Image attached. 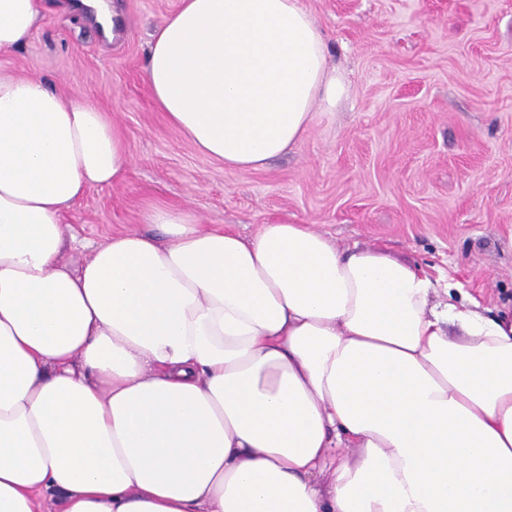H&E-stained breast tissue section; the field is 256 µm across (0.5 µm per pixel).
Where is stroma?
Returning a JSON list of instances; mask_svg holds the SVG:
<instances>
[{"mask_svg":"<svg viewBox=\"0 0 512 512\" xmlns=\"http://www.w3.org/2000/svg\"><path fill=\"white\" fill-rule=\"evenodd\" d=\"M112 2L119 38L46 0L29 43L0 54L1 74L106 112L134 158L65 211L82 243L70 261L113 234L154 233L142 214L159 204L244 236L309 224L342 249L387 248L487 309L512 298V0H302L348 95L298 148L245 173L199 152L145 83L149 34L180 0Z\"/></svg>","mask_w":512,"mask_h":512,"instance_id":"1","label":"stroma"}]
</instances>
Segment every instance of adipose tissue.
<instances>
[{
  "instance_id": "obj_1",
  "label": "adipose tissue",
  "mask_w": 512,
  "mask_h": 512,
  "mask_svg": "<svg viewBox=\"0 0 512 512\" xmlns=\"http://www.w3.org/2000/svg\"><path fill=\"white\" fill-rule=\"evenodd\" d=\"M43 11L0 0V53ZM144 78L236 171L345 93L301 0H181ZM130 164L101 109L0 75V512H512V305L163 206L71 268L64 212Z\"/></svg>"
}]
</instances>
